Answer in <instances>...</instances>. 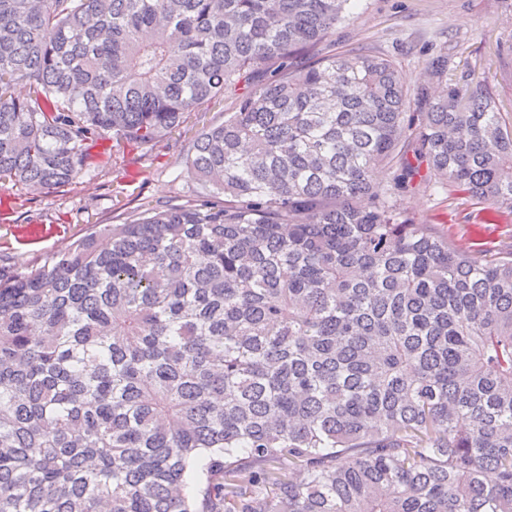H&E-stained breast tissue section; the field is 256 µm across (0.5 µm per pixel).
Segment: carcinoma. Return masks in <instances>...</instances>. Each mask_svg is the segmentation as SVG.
<instances>
[{"label": "carcinoma", "mask_w": 512, "mask_h": 512, "mask_svg": "<svg viewBox=\"0 0 512 512\" xmlns=\"http://www.w3.org/2000/svg\"><path fill=\"white\" fill-rule=\"evenodd\" d=\"M347 2L0 0V183L237 94L196 203L0 271V512H512V258L400 207L512 210V126L444 47L325 53Z\"/></svg>", "instance_id": "obj_1"}]
</instances>
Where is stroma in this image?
Listing matches in <instances>:
<instances>
[{"instance_id":"1","label":"stroma","mask_w":512,"mask_h":512,"mask_svg":"<svg viewBox=\"0 0 512 512\" xmlns=\"http://www.w3.org/2000/svg\"><path fill=\"white\" fill-rule=\"evenodd\" d=\"M347 14L330 52L372 48L397 60L413 81L444 44L452 65L487 78L497 102L512 112V0H350ZM191 143V134H174L116 152L107 138L94 147L93 166L69 185L46 192L0 184V267L43 264L91 225L119 224L149 208L194 201L199 186L183 169ZM401 207L448 229L459 244L493 257L512 251V211L482 222L478 206L450 189L410 190Z\"/></svg>"}]
</instances>
